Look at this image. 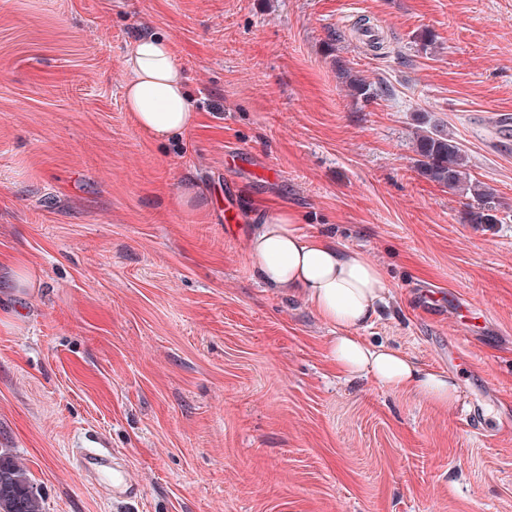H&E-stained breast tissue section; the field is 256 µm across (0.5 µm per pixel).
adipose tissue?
Returning <instances> with one entry per match:
<instances>
[{
	"mask_svg": "<svg viewBox=\"0 0 512 512\" xmlns=\"http://www.w3.org/2000/svg\"><path fill=\"white\" fill-rule=\"evenodd\" d=\"M126 68V106L141 128L155 138L175 140L196 126L181 70L164 39H137ZM248 256L267 287L302 297L334 326L328 359L342 377L368 378L389 391L440 406L458 402V386L448 375L426 370L399 351L358 336V328L374 320L391 296L382 272L362 252L340 248L326 235L302 234L294 214L281 208L265 214L249 239Z\"/></svg>",
	"mask_w": 512,
	"mask_h": 512,
	"instance_id": "ef3b65f1",
	"label": "adipose tissue"
}]
</instances>
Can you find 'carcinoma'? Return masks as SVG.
<instances>
[{"label":"carcinoma","instance_id":"carcinoma-1","mask_svg":"<svg viewBox=\"0 0 512 512\" xmlns=\"http://www.w3.org/2000/svg\"><path fill=\"white\" fill-rule=\"evenodd\" d=\"M415 151L422 175L467 200L466 219L472 224L498 222L494 189L471 173L470 157L444 128L416 134ZM0 512H42L27 474L0 454Z\"/></svg>","mask_w":512,"mask_h":512}]
</instances>
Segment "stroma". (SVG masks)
<instances>
[{
	"label": "stroma",
	"instance_id": "stroma-1",
	"mask_svg": "<svg viewBox=\"0 0 512 512\" xmlns=\"http://www.w3.org/2000/svg\"><path fill=\"white\" fill-rule=\"evenodd\" d=\"M362 18L379 48L358 41ZM149 34L199 115L175 141L125 107V60ZM501 116L512 0H0V450L43 512H512ZM439 122L498 223H468L418 169L415 134ZM236 149L278 182L228 168ZM228 179L239 224L220 215ZM281 205L380 268L391 305L359 336L452 376L458 403L337 375L331 327L250 267L249 235ZM425 288L482 306L473 366L449 364L463 330L416 308ZM477 404L480 432L464 420ZM90 436L138 495L82 471Z\"/></svg>",
	"mask_w": 512,
	"mask_h": 512
}]
</instances>
